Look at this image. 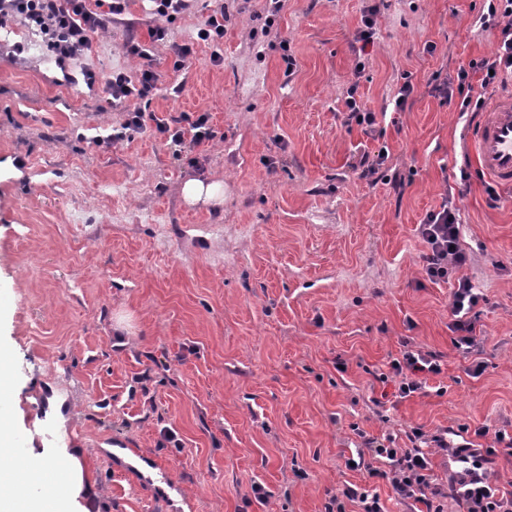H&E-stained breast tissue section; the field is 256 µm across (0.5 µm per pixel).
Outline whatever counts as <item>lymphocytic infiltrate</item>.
Segmentation results:
<instances>
[{"mask_svg": "<svg viewBox=\"0 0 512 512\" xmlns=\"http://www.w3.org/2000/svg\"><path fill=\"white\" fill-rule=\"evenodd\" d=\"M129 0H0V20L17 18L40 35L52 53L57 65L65 69L84 57L93 37L106 29L112 21L124 15ZM485 22L498 23L500 37L493 58L471 63L459 68L455 79L436 81L433 90L442 102H451L454 93H461V112L481 110L483 97L473 96L470 74L483 73L482 85H490L505 76H512V0H493L484 17ZM80 79L88 90L104 88L105 101L116 107L129 99H145L155 88L157 75L149 69L142 70L138 79H131L124 72L114 71L101 76L94 68L81 67L78 74L67 73L65 81ZM156 131L180 146L213 139L215 131L208 113L183 114L175 119H160ZM419 234L426 244L424 273L433 282L454 280L449 311L454 331V345L465 352L475 347L476 308L481 299L474 293L473 285L463 270L471 263V254L462 244V229L455 208L450 201H443L440 208L429 211ZM442 364L436 355L425 353L412 346H404L399 357L389 363L388 373L397 380V394L406 398L426 386L427 375H439ZM490 438L485 448L476 447V439ZM512 450V433L495 432L488 428L476 429L474 439L454 440L448 430L429 433L417 426L406 432L403 441L395 437L362 436L356 456L355 468L377 474L378 464L388 468L391 489L410 512H444L445 499H453L463 507V512H512V496L501 492L491 478V467L498 452ZM451 459L454 467L447 481L433 477L435 458Z\"/></svg>", "mask_w": 512, "mask_h": 512, "instance_id": "f902f5d3", "label": "lymphocytic infiltrate"}]
</instances>
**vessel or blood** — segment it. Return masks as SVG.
<instances>
[{
	"label": "vessel or blood",
	"instance_id": "1",
	"mask_svg": "<svg viewBox=\"0 0 512 512\" xmlns=\"http://www.w3.org/2000/svg\"><path fill=\"white\" fill-rule=\"evenodd\" d=\"M480 170L499 185L512 186V90L494 95L472 128ZM18 500L40 497V485L22 489L16 471H0V496Z\"/></svg>",
	"mask_w": 512,
	"mask_h": 512
}]
</instances>
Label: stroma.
I'll return each instance as SVG.
<instances>
[{
    "instance_id": "obj_1",
    "label": "stroma",
    "mask_w": 512,
    "mask_h": 512,
    "mask_svg": "<svg viewBox=\"0 0 512 512\" xmlns=\"http://www.w3.org/2000/svg\"><path fill=\"white\" fill-rule=\"evenodd\" d=\"M371 5L374 45L362 57ZM219 8L223 41L198 40ZM268 8L200 0L154 44L148 0H131L126 21L93 39L82 62L102 75L158 74L144 112L209 113L216 138L180 151L150 129L108 151L91 145L123 122L122 108L64 82L23 22L0 23L6 416L29 432L64 415L56 435L82 449L98 512H324L347 483L408 512L387 480L347 468L358 431L512 432V189L474 163L458 102L431 92L435 74L492 58L498 32L479 22L487 0H285L269 28ZM132 38L151 43L149 58L125 55ZM173 42L192 47L179 72ZM407 79L415 90L400 111ZM353 83L375 133L346 120ZM382 148L378 179L362 177L361 156ZM190 178L223 182V202H185ZM446 198L482 296L471 354L448 327L452 282L422 273L418 226ZM405 339L442 372L399 398L379 375ZM377 8L376 6H369L361 18L362 27L358 32L357 40L361 42L360 52L364 55L368 54V48L374 43L373 36L375 35V16Z\"/></svg>"
}]
</instances>
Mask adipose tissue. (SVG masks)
<instances>
[{
    "mask_svg": "<svg viewBox=\"0 0 512 512\" xmlns=\"http://www.w3.org/2000/svg\"><path fill=\"white\" fill-rule=\"evenodd\" d=\"M56 456L68 472V484L63 488L54 484L45 485L43 499L50 504L51 512H89L99 491L94 483L86 481L79 454L63 446L57 448Z\"/></svg>",
    "mask_w": 512,
    "mask_h": 512,
    "instance_id": "obj_1",
    "label": "adipose tissue"
}]
</instances>
